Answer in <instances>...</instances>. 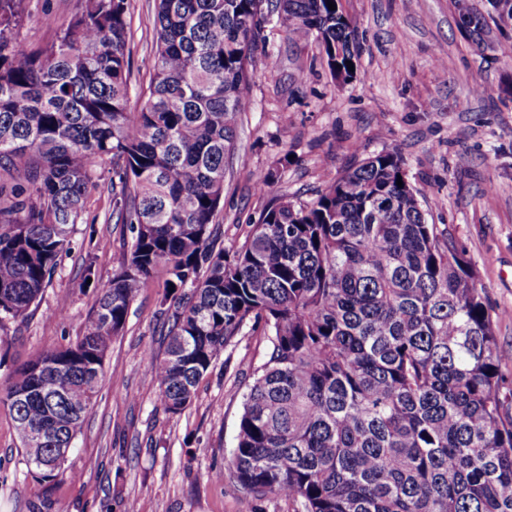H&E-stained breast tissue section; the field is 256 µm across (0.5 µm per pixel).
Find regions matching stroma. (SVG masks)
<instances>
[{"label": "stroma", "instance_id": "1", "mask_svg": "<svg viewBox=\"0 0 512 512\" xmlns=\"http://www.w3.org/2000/svg\"><path fill=\"white\" fill-rule=\"evenodd\" d=\"M493 0H339L355 23L350 77L331 76L315 36L289 41L267 24V53L253 65L252 107L238 121L236 149L224 174L214 226L223 246L242 244L274 197L311 200L349 166L389 150L425 194L430 222L466 251L496 313L501 370L512 380V18ZM75 0H26L20 35L53 38L42 19L65 20ZM131 99L149 84L154 55V0H129ZM276 178L260 194L254 171ZM131 241L112 217V166L77 224L70 249L37 308L0 335V385L38 354L75 342L95 307L98 284L118 271ZM93 264L96 286L84 283ZM162 276L132 301L124 330L105 358L98 397L65 463L69 478L49 493L50 512H292L287 499L257 502L244 493L229 461L247 384L266 358L265 336L238 337L202 380L182 413L159 408L145 360L162 352L157 317ZM10 411L0 404V512H32L41 489L20 462ZM224 471L216 481L212 472Z\"/></svg>", "mask_w": 512, "mask_h": 512}]
</instances>
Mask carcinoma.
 <instances>
[{
    "instance_id": "1",
    "label": "carcinoma",
    "mask_w": 512,
    "mask_h": 512,
    "mask_svg": "<svg viewBox=\"0 0 512 512\" xmlns=\"http://www.w3.org/2000/svg\"><path fill=\"white\" fill-rule=\"evenodd\" d=\"M26 0H0V331L25 320L112 162L132 243L81 337L13 371L8 405L27 475L49 490L58 448L93 406L130 303L166 276L157 402L180 413L234 340L266 336L229 468L293 512H512V383L477 273L429 222L402 158L381 151L310 201L281 197L244 243L216 248L238 117L277 13L317 33L331 73L354 23L328 0H155L148 91L130 100L128 0H77L22 40ZM402 185H397V180Z\"/></svg>"
}]
</instances>
